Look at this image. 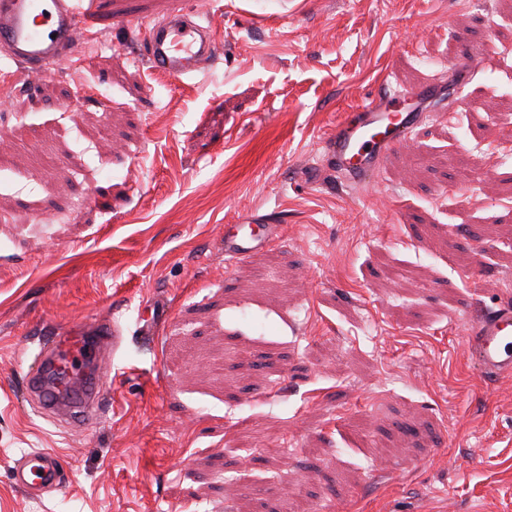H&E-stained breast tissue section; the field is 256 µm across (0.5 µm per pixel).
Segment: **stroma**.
Here are the masks:
<instances>
[{"instance_id":"stroma-1","label":"stroma","mask_w":512,"mask_h":512,"mask_svg":"<svg viewBox=\"0 0 512 512\" xmlns=\"http://www.w3.org/2000/svg\"><path fill=\"white\" fill-rule=\"evenodd\" d=\"M88 62L0 55V512H512V378L466 331L512 301V0H99ZM218 37L176 81L144 30ZM486 26L490 52L465 30ZM485 61L368 186L325 146L380 83ZM281 225L224 257L243 215ZM169 317L133 340L150 302ZM120 318L82 433L22 393L47 331ZM59 491L10 477L29 449ZM62 476L63 469L59 459L41 448H32L25 452L11 471L14 485L32 498L58 490L62 484Z\"/></svg>"}]
</instances>
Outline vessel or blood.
I'll return each instance as SVG.
<instances>
[{
  "mask_svg": "<svg viewBox=\"0 0 512 512\" xmlns=\"http://www.w3.org/2000/svg\"><path fill=\"white\" fill-rule=\"evenodd\" d=\"M93 8L79 0H0V52L32 74L72 61L92 35ZM152 71L182 79L212 60L217 43L212 30L188 22L175 10L150 24L144 33ZM439 85L389 90L338 123L326 150L329 162L351 183L371 182L385 158L406 149L423 123L421 103L436 99ZM243 230H224V256L231 260L266 250L279 240L281 227L247 219ZM469 349L486 375L512 377V305L483 313L468 328ZM122 343L120 324L109 338L67 330L40 341L24 389L43 414H65L72 432H80L104 407L103 380ZM63 469L56 455L41 448L25 452L11 480L26 496L38 498L58 490Z\"/></svg>",
  "mask_w": 512,
  "mask_h": 512,
  "instance_id": "1",
  "label": "vessel or blood"
}]
</instances>
